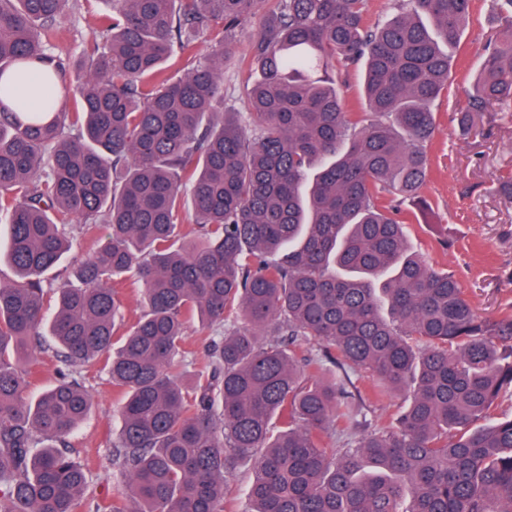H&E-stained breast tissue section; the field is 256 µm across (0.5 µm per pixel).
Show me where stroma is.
I'll list each match as a JSON object with an SVG mask.
<instances>
[{"mask_svg":"<svg viewBox=\"0 0 512 512\" xmlns=\"http://www.w3.org/2000/svg\"><path fill=\"white\" fill-rule=\"evenodd\" d=\"M109 9L107 0H80L76 13L60 24L55 53L74 65L85 62L99 18ZM498 12V0H476L462 45L453 53L448 94L434 105L438 129L427 146L430 164L421 188L431 210L409 226L412 251L455 273L486 316L512 300V199L498 191L502 181L512 180V112L482 114L466 137L457 132L456 113L478 50L496 39L502 27ZM86 384L95 408L70 442L74 457L93 461L86 496L97 502L115 491L111 448L120 421L107 375L89 372Z\"/></svg>","mask_w":512,"mask_h":512,"instance_id":"1","label":"stroma"}]
</instances>
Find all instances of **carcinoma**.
Instances as JSON below:
<instances>
[{
	"mask_svg": "<svg viewBox=\"0 0 512 512\" xmlns=\"http://www.w3.org/2000/svg\"><path fill=\"white\" fill-rule=\"evenodd\" d=\"M106 2L73 109L21 112L11 80L66 72L51 49L79 4L0 0V512H224L243 465L246 512H512V302L480 315L409 252L403 209L430 210L433 105L474 0H395L375 27L367 0ZM260 12L248 111L226 112ZM500 13L463 132L512 103V0ZM75 224L88 253L49 283ZM36 352L58 378L33 399ZM95 368L120 396L124 483L102 503L69 450Z\"/></svg>",
	"mask_w": 512,
	"mask_h": 512,
	"instance_id": "1",
	"label": "carcinoma"
}]
</instances>
